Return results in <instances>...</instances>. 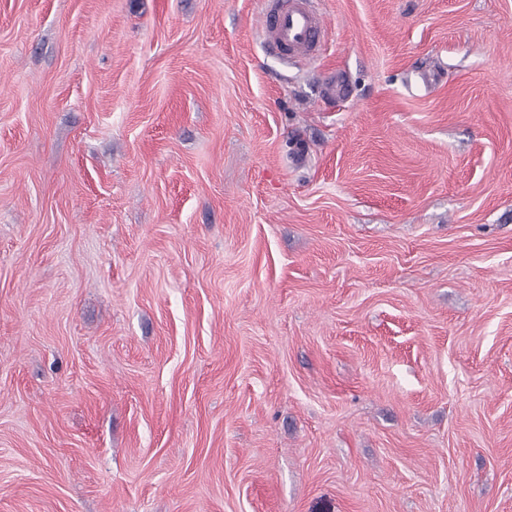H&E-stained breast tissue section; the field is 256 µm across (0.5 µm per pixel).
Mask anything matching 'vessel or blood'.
<instances>
[{
    "label": "vessel or blood",
    "instance_id": "vessel-or-blood-1",
    "mask_svg": "<svg viewBox=\"0 0 512 512\" xmlns=\"http://www.w3.org/2000/svg\"><path fill=\"white\" fill-rule=\"evenodd\" d=\"M260 31L271 52L317 61L328 26L314 0H264Z\"/></svg>",
    "mask_w": 512,
    "mask_h": 512
}]
</instances>
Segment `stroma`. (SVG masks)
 Wrapping results in <instances>:
<instances>
[{
	"instance_id": "obj_1",
	"label": "stroma",
	"mask_w": 512,
	"mask_h": 512,
	"mask_svg": "<svg viewBox=\"0 0 512 512\" xmlns=\"http://www.w3.org/2000/svg\"><path fill=\"white\" fill-rule=\"evenodd\" d=\"M316 5L0 0V512H512V0ZM260 31L271 52L316 62L328 26L313 0H265Z\"/></svg>"
}]
</instances>
